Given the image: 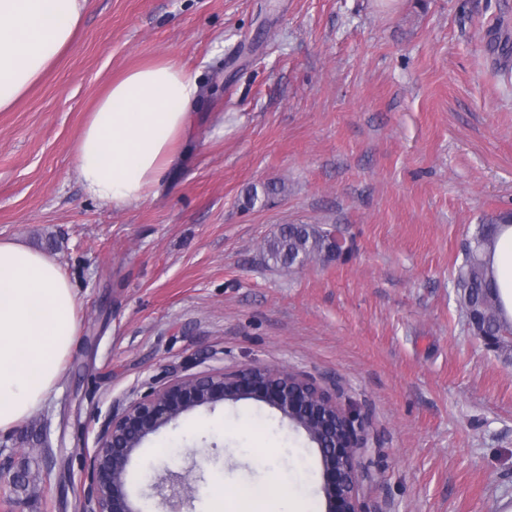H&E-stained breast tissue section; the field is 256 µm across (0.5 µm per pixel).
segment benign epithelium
<instances>
[{
  "label": "benign epithelium",
  "instance_id": "1",
  "mask_svg": "<svg viewBox=\"0 0 512 512\" xmlns=\"http://www.w3.org/2000/svg\"><path fill=\"white\" fill-rule=\"evenodd\" d=\"M260 400L318 439L324 466L327 512H365L364 483L373 479L363 426L328 390L291 370L251 366L176 376L137 400L112 411L89 459L87 508L83 512H142L131 500L126 476L134 454L160 428L183 414L224 397ZM26 475L0 462V484L16 485ZM166 512H184L197 486L189 473L165 470L152 485Z\"/></svg>",
  "mask_w": 512,
  "mask_h": 512
}]
</instances>
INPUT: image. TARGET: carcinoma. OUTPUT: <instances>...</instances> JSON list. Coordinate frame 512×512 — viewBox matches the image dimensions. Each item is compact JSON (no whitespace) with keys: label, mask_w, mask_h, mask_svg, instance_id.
Masks as SVG:
<instances>
[{"label":"carcinoma","mask_w":512,"mask_h":512,"mask_svg":"<svg viewBox=\"0 0 512 512\" xmlns=\"http://www.w3.org/2000/svg\"><path fill=\"white\" fill-rule=\"evenodd\" d=\"M283 191L284 186L275 183L263 186L260 191L254 186L247 190L245 204L253 207L260 197L268 198ZM501 219L503 216L498 215L496 219L478 225L452 280L468 330L476 329L489 336L512 330V323L503 318L497 285L484 261V255L494 246L497 223ZM328 234L329 230L312 224H284L268 242L266 255L282 267L302 266L326 249Z\"/></svg>","instance_id":"obj_1"}]
</instances>
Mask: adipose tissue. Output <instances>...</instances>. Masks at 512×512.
Instances as JSON below:
<instances>
[{
    "label": "adipose tissue",
    "instance_id": "obj_1",
    "mask_svg": "<svg viewBox=\"0 0 512 512\" xmlns=\"http://www.w3.org/2000/svg\"><path fill=\"white\" fill-rule=\"evenodd\" d=\"M85 0H0V111L74 44ZM202 90L176 60L125 70L96 101L75 146L93 199L121 210L152 195L191 135ZM512 322V223L487 256ZM79 334L77 294L47 253L0 241V432L50 400Z\"/></svg>",
    "mask_w": 512,
    "mask_h": 512
}]
</instances>
